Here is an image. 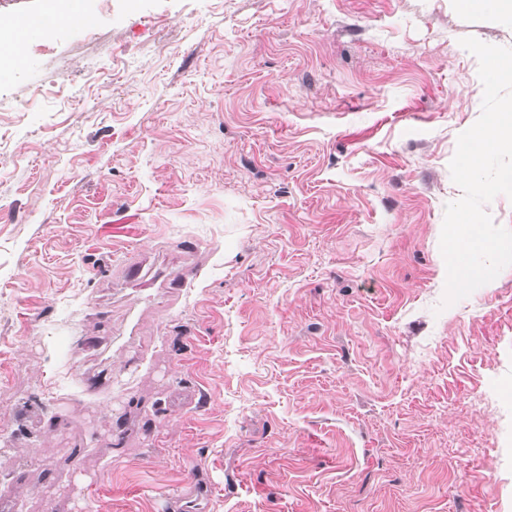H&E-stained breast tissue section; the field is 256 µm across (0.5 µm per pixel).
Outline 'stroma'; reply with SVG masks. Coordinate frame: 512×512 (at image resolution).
<instances>
[{
    "mask_svg": "<svg viewBox=\"0 0 512 512\" xmlns=\"http://www.w3.org/2000/svg\"><path fill=\"white\" fill-rule=\"evenodd\" d=\"M82 5L0 74V512H512V266L439 247L512 27Z\"/></svg>",
    "mask_w": 512,
    "mask_h": 512,
    "instance_id": "stroma-1",
    "label": "stroma"
}]
</instances>
